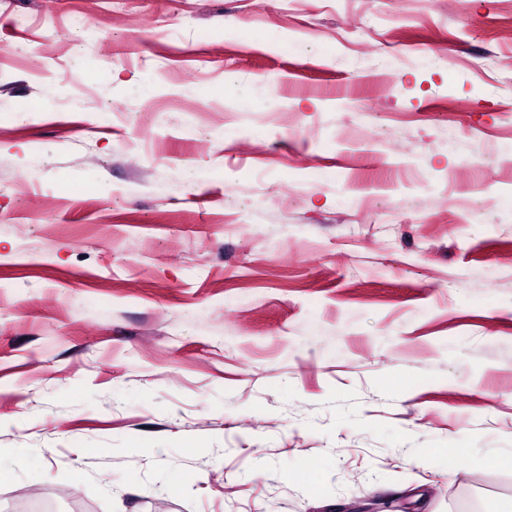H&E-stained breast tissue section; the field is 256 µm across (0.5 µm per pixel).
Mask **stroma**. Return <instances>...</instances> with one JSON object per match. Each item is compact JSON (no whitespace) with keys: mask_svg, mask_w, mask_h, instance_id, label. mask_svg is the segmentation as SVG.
<instances>
[{"mask_svg":"<svg viewBox=\"0 0 512 512\" xmlns=\"http://www.w3.org/2000/svg\"><path fill=\"white\" fill-rule=\"evenodd\" d=\"M507 59L512 0H0V512H512Z\"/></svg>","mask_w":512,"mask_h":512,"instance_id":"35a3bbf8","label":"stroma"}]
</instances>
